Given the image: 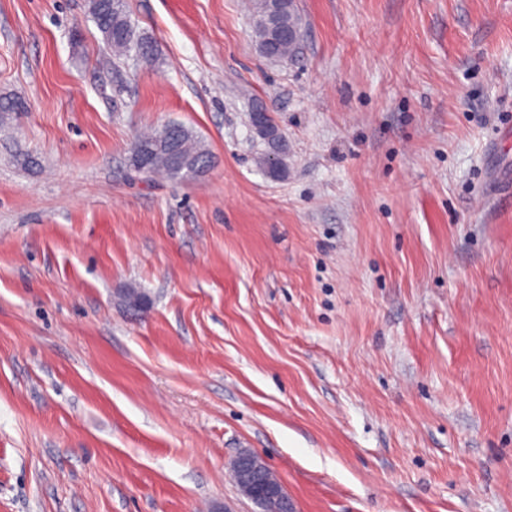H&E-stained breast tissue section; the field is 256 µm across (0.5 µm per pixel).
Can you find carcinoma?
<instances>
[{"instance_id": "obj_1", "label": "carcinoma", "mask_w": 512, "mask_h": 512, "mask_svg": "<svg viewBox=\"0 0 512 512\" xmlns=\"http://www.w3.org/2000/svg\"><path fill=\"white\" fill-rule=\"evenodd\" d=\"M91 13L94 21L102 33L105 46L115 56H128L130 52L148 59L153 56L152 45L144 38L136 36L135 31L124 12L123 0H91ZM277 13V21L282 25L299 26L295 13L293 0H255L256 36L259 50L267 54L271 44H276L275 56L279 60H288L295 56L297 44L280 42L276 40L275 30L262 23L266 14ZM172 131L182 148V153L192 162L203 166H210L211 157L207 150L201 147L192 131L181 124H167L157 131L138 139L133 149L149 146L153 151L148 157L144 174L149 176L162 175L170 179L182 180L192 177L187 171L172 166L168 151L159 147L161 136Z\"/></svg>"}]
</instances>
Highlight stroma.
Listing matches in <instances>:
<instances>
[{"label":"stroma","mask_w":512,"mask_h":512,"mask_svg":"<svg viewBox=\"0 0 512 512\" xmlns=\"http://www.w3.org/2000/svg\"><path fill=\"white\" fill-rule=\"evenodd\" d=\"M124 2L0 0V512H512V0ZM123 0H91V13L102 33L105 46L114 56L127 57L131 51L136 56L149 59L152 45L136 36L124 12ZM255 14L258 17L256 22V36L258 38V46L260 52L267 57V49L272 43H276L275 55L279 60L292 59L295 56L297 49L296 43H288L276 41L275 30L268 28L262 23V18L267 13L277 12V21L281 25H289L299 27L298 18L295 13L293 0H256L255 1ZM268 58V57H267ZM169 128H171L172 133L176 135L175 139L179 142L182 153L186 158L190 159L193 163H197L199 166L203 165L210 168L211 157L207 150L201 147L192 131L184 125L173 123L164 125L157 131L143 136L135 142L132 148L131 161L133 159V153L138 147L149 146L153 148V151L148 157L145 171L142 173L149 176L162 175L175 180L197 177L196 174H190L188 171L180 170L172 166L168 151L158 146L162 141L161 136L167 132ZM233 469L239 476L240 485L246 495L259 505L268 497L280 496V484L273 477L265 462L251 453L238 456Z\"/></svg>","instance_id":"stroma-1"}]
</instances>
